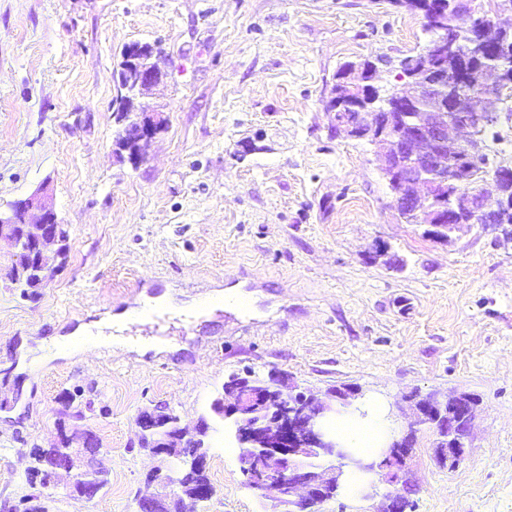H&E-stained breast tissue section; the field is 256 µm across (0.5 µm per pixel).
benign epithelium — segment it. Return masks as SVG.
<instances>
[{
  "label": "benign epithelium",
  "mask_w": 512,
  "mask_h": 512,
  "mask_svg": "<svg viewBox=\"0 0 512 512\" xmlns=\"http://www.w3.org/2000/svg\"><path fill=\"white\" fill-rule=\"evenodd\" d=\"M512 13V0H500L496 14L487 16L469 13V43L467 51L458 49L454 28H438L439 36L433 51L451 56L433 67L436 82L451 84L461 78L480 85L481 101L462 111L463 100L448 95V106L433 112L413 114L417 104L416 74L427 67L420 54H411L399 60L398 79L402 85L390 89L391 103L387 110L374 113L373 121L367 114L351 115L340 112L341 103L333 100L328 106L330 121L346 132L352 140H364L377 148L381 172L392 193L393 205L399 215L416 224L428 226V233L440 240H450L451 234L469 224H484L502 229L512 236V167L501 165L489 172L490 196L496 207L487 210L472 204L469 192L471 173L482 166L486 153L482 133L502 120L512 121V114L496 110L501 92L512 86V30L500 26L498 15ZM158 51L149 44L132 43L123 50L119 70L123 75L113 78L124 81V96L135 103L139 117L135 125L125 129L116 146L129 154L133 161L146 155L147 147L162 128L164 119L158 109L142 99L153 94L164 81L166 72L158 61ZM352 69L345 70L343 84L361 97L372 98L381 88L372 83L373 69L361 71V82L350 81ZM49 185L43 183L29 197L11 205V215L0 217V237L17 241L14 228L32 224L35 234L29 238L25 263L35 275L47 279L50 270L43 263L40 247L56 241L64 224L51 202ZM213 410L224 419L233 421L235 437L241 447V470L245 486L259 501L271 500L285 504L290 512H319L330 485H340L345 473L374 472L387 484L398 483L399 473L408 470L416 441L415 430L403 436L402 445L383 457L366 463L339 446L325 426L327 407L302 391L284 392L278 381L268 389L255 384L251 375L233 376L224 384V397L213 403ZM418 422L433 427H444L437 449L443 452V462L452 469L467 452L466 441L474 417V406L461 404L448 418H441L436 408L428 405L415 407ZM163 411L147 412L138 419V427L164 430L155 443L153 453L167 461L163 470L150 476L157 493L139 500L140 512H150V503L174 501L180 512H197L200 504L214 494V488L203 486L193 494L185 493L180 463L186 462L198 471L207 470L209 448L205 443L210 426L198 423L192 430L181 426L165 428L160 419ZM193 448L188 455H176L170 444ZM82 463L77 468L72 492L86 500L95 498L100 489L89 481L90 471L105 469L100 459L101 449L96 443H85L77 449ZM311 452L338 464L330 472H316L304 463V454ZM410 488L402 485L384 496L379 512H403Z\"/></svg>",
  "instance_id": "1"
}]
</instances>
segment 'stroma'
<instances>
[{
    "instance_id": "35a3bbf8",
    "label": "stroma",
    "mask_w": 512,
    "mask_h": 512,
    "mask_svg": "<svg viewBox=\"0 0 512 512\" xmlns=\"http://www.w3.org/2000/svg\"><path fill=\"white\" fill-rule=\"evenodd\" d=\"M430 38L390 0H0V211L46 182L69 230L66 263L26 291L0 240V506L32 494L28 455L62 425L96 436L109 483L88 501L62 475L46 512H138L160 461L136 422L165 406L211 427L203 512H272L211 410L248 372L322 399L357 387L397 437L408 395H473L456 468L419 428L413 512H512V240L471 224L441 241L406 223L372 147L332 132L325 110L344 62L396 60ZM134 42L159 46L167 73L149 97L165 126L139 163L114 146L112 72ZM379 243L403 268L372 261ZM232 286L248 314L29 364L78 325Z\"/></svg>"
}]
</instances>
